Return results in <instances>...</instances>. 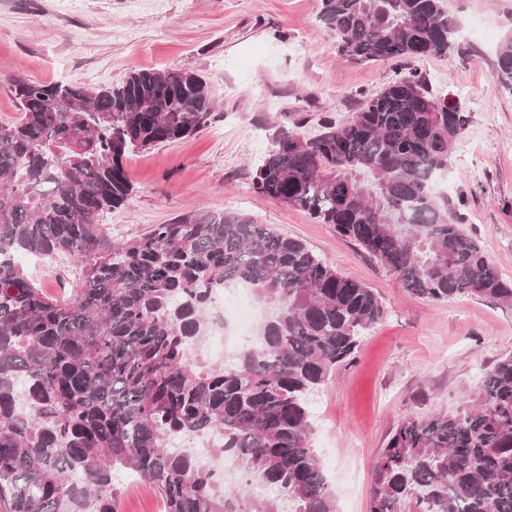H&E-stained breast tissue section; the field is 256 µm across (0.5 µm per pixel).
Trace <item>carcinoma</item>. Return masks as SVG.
<instances>
[{
  "label": "carcinoma",
  "instance_id": "cac0c4a2",
  "mask_svg": "<svg viewBox=\"0 0 512 512\" xmlns=\"http://www.w3.org/2000/svg\"><path fill=\"white\" fill-rule=\"evenodd\" d=\"M319 21L354 63L459 51L444 0H321ZM494 81L512 95V36ZM22 112L0 123V503L7 512H115L130 471L167 512H336L309 401L386 315L377 293L234 211L199 212L112 241L100 215L133 194L134 150L216 118L210 82L189 70H136L100 88L23 74ZM319 132L280 126L253 188L358 242L408 290L512 304V286L432 182L469 116L414 70L397 72ZM68 257L69 296L45 293L15 262ZM244 283L271 311L231 367L205 366L190 340L213 289ZM216 450L272 495H228L175 440ZM369 512H512V356L452 412L403 420L371 468Z\"/></svg>",
  "mask_w": 512,
  "mask_h": 512
}]
</instances>
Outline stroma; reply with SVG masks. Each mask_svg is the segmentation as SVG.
<instances>
[{"instance_id":"stroma-1","label":"stroma","mask_w":512,"mask_h":512,"mask_svg":"<svg viewBox=\"0 0 512 512\" xmlns=\"http://www.w3.org/2000/svg\"><path fill=\"white\" fill-rule=\"evenodd\" d=\"M446 4L465 23L462 52L357 64L338 57L320 0H0V122L20 116L8 90L20 72L94 88L138 69H183L212 87V124L126 159L134 195L101 218L113 241L200 211H237L300 239L381 297L383 320L310 400L311 444L337 512H368L371 466L401 421L453 410L485 369L512 355V305L417 297L333 225L256 193L254 169L286 116L345 119L358 90L418 70L469 114L435 194L466 199V230L512 281V94L493 81L512 0ZM117 481L118 512H166L151 484L132 473Z\"/></svg>"}]
</instances>
